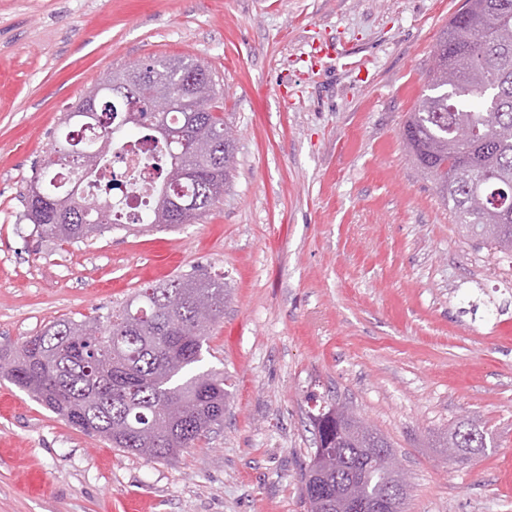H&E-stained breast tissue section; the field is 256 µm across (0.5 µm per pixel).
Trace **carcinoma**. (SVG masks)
<instances>
[{"mask_svg":"<svg viewBox=\"0 0 512 512\" xmlns=\"http://www.w3.org/2000/svg\"><path fill=\"white\" fill-rule=\"evenodd\" d=\"M426 93L401 133L415 165L433 178L436 191L468 233L494 253L512 259V0H466L433 47ZM163 83L185 89L183 104L154 110L149 81L138 96V136L155 143L163 162L156 197L142 224L151 230L193 224L224 196L236 145L215 105L211 73L181 56L142 64ZM93 138L75 136L85 101L71 107L50 153L30 183L40 196L26 201L25 220L66 243L114 228L112 184L87 199L54 184L67 157L80 149L88 170L119 157L127 139L107 141V131L127 118L126 98L102 90ZM185 129L187 146L170 144L159 124ZM475 131L469 141L458 129ZM224 283L195 273L141 288L124 306L75 321L62 319L20 346L0 348V375L31 394L70 425L149 460L175 459L224 420V375L198 371L210 327L224 315ZM315 446L303 477L308 512H349L348 491L360 512L392 500L403 512L407 483L387 460L388 439L348 408L327 404L310 418ZM441 448L483 452L493 440L472 420L458 421Z\"/></svg>","mask_w":512,"mask_h":512,"instance_id":"carcinoma-1","label":"carcinoma"}]
</instances>
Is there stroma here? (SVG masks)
<instances>
[{"label":"stroma","mask_w":512,"mask_h":512,"mask_svg":"<svg viewBox=\"0 0 512 512\" xmlns=\"http://www.w3.org/2000/svg\"><path fill=\"white\" fill-rule=\"evenodd\" d=\"M463 5L0 0V347L184 273L228 293L201 362L224 375V420L177 459L110 447L0 377V512H307L313 396L391 442L404 512H512V268L401 137ZM161 56L214 78L237 147L223 199L171 230L33 235L28 185L66 112ZM466 417L495 445L448 461L437 439Z\"/></svg>","instance_id":"obj_1"}]
</instances>
